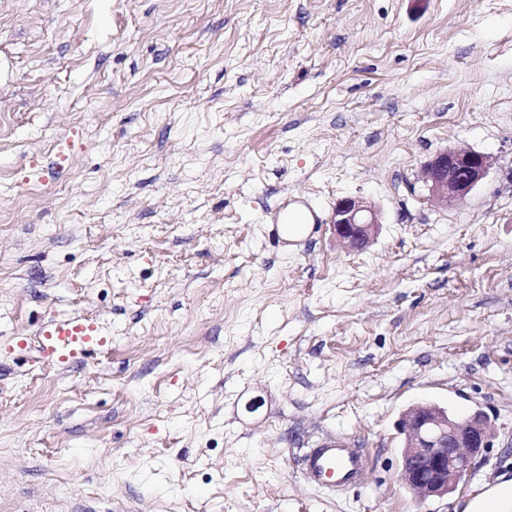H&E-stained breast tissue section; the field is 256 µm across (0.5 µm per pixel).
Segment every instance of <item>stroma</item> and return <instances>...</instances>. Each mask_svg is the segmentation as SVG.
<instances>
[{"label": "stroma", "mask_w": 512, "mask_h": 512, "mask_svg": "<svg viewBox=\"0 0 512 512\" xmlns=\"http://www.w3.org/2000/svg\"><path fill=\"white\" fill-rule=\"evenodd\" d=\"M449 147L494 165L445 208ZM295 197L323 225L286 248ZM72 315L110 345L63 365L36 330ZM423 402L495 436L422 502ZM326 433L362 486L305 482ZM511 479L512 0H0V512H464ZM329 224H332L334 234L346 248L359 250L371 243L380 222L377 211L369 201L348 197L338 201Z\"/></svg>", "instance_id": "35a3bbf8"}]
</instances>
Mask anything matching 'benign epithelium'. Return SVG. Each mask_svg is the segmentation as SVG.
I'll list each match as a JSON object with an SVG mask.
<instances>
[{
  "instance_id": "obj_1",
  "label": "benign epithelium",
  "mask_w": 512,
  "mask_h": 512,
  "mask_svg": "<svg viewBox=\"0 0 512 512\" xmlns=\"http://www.w3.org/2000/svg\"><path fill=\"white\" fill-rule=\"evenodd\" d=\"M492 165L493 159L487 154L446 148L423 165V174L435 201L448 207L477 188ZM330 224L346 248L359 250L373 240L379 217L369 201L348 197L338 201ZM399 430L402 479L422 501L452 492L470 475L475 460L491 447L494 438L493 427L482 412L457 416L432 403L406 411Z\"/></svg>"
}]
</instances>
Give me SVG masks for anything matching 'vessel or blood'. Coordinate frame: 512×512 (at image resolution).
Returning <instances> with one entry per match:
<instances>
[{
	"label": "vessel or blood",
	"instance_id": "vessel-or-blood-1",
	"mask_svg": "<svg viewBox=\"0 0 512 512\" xmlns=\"http://www.w3.org/2000/svg\"><path fill=\"white\" fill-rule=\"evenodd\" d=\"M272 221L278 243L287 245L310 235L321 219L308 201L289 199L276 207ZM37 335L40 352L61 363L86 357L108 344L94 321L80 317L47 319ZM368 466L365 449L352 438L333 434L319 438L299 458L306 482L330 490L359 486Z\"/></svg>",
	"mask_w": 512,
	"mask_h": 512
}]
</instances>
